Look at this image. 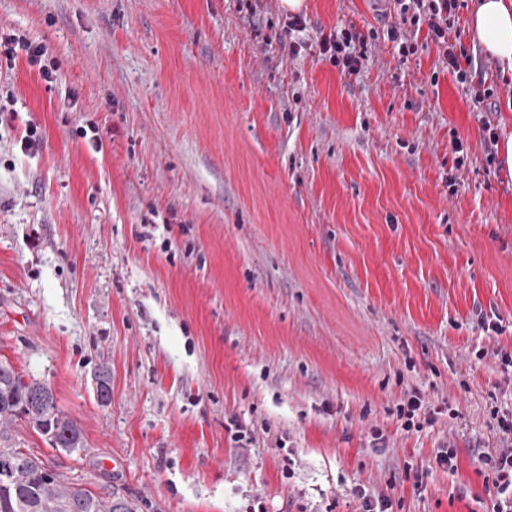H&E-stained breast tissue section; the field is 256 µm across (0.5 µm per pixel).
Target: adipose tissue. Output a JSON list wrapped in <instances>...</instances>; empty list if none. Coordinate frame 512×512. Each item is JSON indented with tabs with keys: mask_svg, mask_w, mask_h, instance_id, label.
<instances>
[{
	"mask_svg": "<svg viewBox=\"0 0 512 512\" xmlns=\"http://www.w3.org/2000/svg\"><path fill=\"white\" fill-rule=\"evenodd\" d=\"M472 41L512 71V0H478L470 15Z\"/></svg>",
	"mask_w": 512,
	"mask_h": 512,
	"instance_id": "obj_1",
	"label": "adipose tissue"
}]
</instances>
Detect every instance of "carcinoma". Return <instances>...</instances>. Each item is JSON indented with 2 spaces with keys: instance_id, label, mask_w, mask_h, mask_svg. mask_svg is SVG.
Wrapping results in <instances>:
<instances>
[{
  "instance_id": "cac0c4a2",
  "label": "carcinoma",
  "mask_w": 512,
  "mask_h": 512,
  "mask_svg": "<svg viewBox=\"0 0 512 512\" xmlns=\"http://www.w3.org/2000/svg\"><path fill=\"white\" fill-rule=\"evenodd\" d=\"M21 418L53 448L84 447L79 426L59 407L51 387L25 381L9 362L0 361V512H135L124 497H102L46 473L40 457L14 442L13 427Z\"/></svg>"
}]
</instances>
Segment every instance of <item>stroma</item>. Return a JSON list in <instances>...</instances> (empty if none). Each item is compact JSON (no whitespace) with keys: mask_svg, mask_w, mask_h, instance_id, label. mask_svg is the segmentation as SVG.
<instances>
[{"mask_svg":"<svg viewBox=\"0 0 512 512\" xmlns=\"http://www.w3.org/2000/svg\"><path fill=\"white\" fill-rule=\"evenodd\" d=\"M474 2L448 44L493 110L427 29L407 56L388 40L394 0H303L289 35L282 0H0V35L56 69L0 65V360L85 446L16 441L137 512H493L512 172L488 154L512 75L473 45ZM344 28L372 38L353 73L320 54ZM17 49L24 51L31 63H36L38 58L45 53L43 46L33 44V42L29 41L25 36L9 35L3 38V40L1 37L0 61H2V55L5 56L7 63L14 60L18 55Z\"/></svg>","mask_w":512,"mask_h":512,"instance_id":"stroma-1","label":"stroma"}]
</instances>
